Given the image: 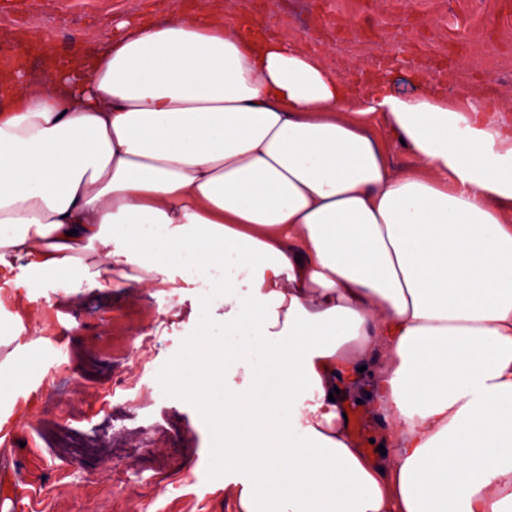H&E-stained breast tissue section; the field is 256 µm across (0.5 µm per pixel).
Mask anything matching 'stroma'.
Instances as JSON below:
<instances>
[{
  "label": "stroma",
  "mask_w": 512,
  "mask_h": 512,
  "mask_svg": "<svg viewBox=\"0 0 512 512\" xmlns=\"http://www.w3.org/2000/svg\"><path fill=\"white\" fill-rule=\"evenodd\" d=\"M205 0H0V46L39 29L58 56L94 47L114 17H161ZM272 31L294 37L347 80L388 69L420 72L450 95L475 92L512 103V0H236ZM486 54L467 62L472 45ZM0 363L34 371L11 404L23 417L0 442V494L15 512H238L215 460L221 440L194 398L164 379L191 361L206 324L224 317V294L176 280L135 288H78L29 275L24 261L1 271ZM43 329L32 330L33 316ZM145 326L146 336L130 331ZM145 403L128 428L155 448L142 460L113 447L114 405Z\"/></svg>",
  "instance_id": "1"
}]
</instances>
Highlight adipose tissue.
I'll return each mask as SVG.
<instances>
[{"mask_svg":"<svg viewBox=\"0 0 512 512\" xmlns=\"http://www.w3.org/2000/svg\"><path fill=\"white\" fill-rule=\"evenodd\" d=\"M0 69V267L224 291L240 512H512V121L336 77L243 10L124 20ZM404 145L411 165L395 168ZM361 390L386 431L348 433Z\"/></svg>","mask_w":512,"mask_h":512,"instance_id":"obj_1","label":"adipose tissue"}]
</instances>
